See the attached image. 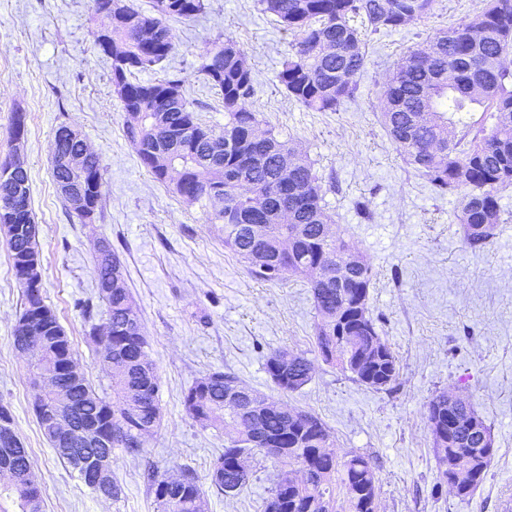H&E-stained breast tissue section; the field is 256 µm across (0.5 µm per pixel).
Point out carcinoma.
Here are the masks:
<instances>
[{
    "mask_svg": "<svg viewBox=\"0 0 512 512\" xmlns=\"http://www.w3.org/2000/svg\"><path fill=\"white\" fill-rule=\"evenodd\" d=\"M435 0H258L260 10L276 18L292 35L278 84L305 108L334 112L355 95L366 62L367 37L397 30L426 17ZM98 29L111 42L112 85L126 113L124 133L139 162L159 183L188 203L201 202L207 222L224 232V245L248 263L260 280L304 278L314 309V352L322 361L376 391L391 392L400 365L379 335L369 307L373 264L347 240L323 232L331 223L322 204V188L312 164L292 143L261 128L253 110L255 77L245 54L230 38L215 41L201 56L199 72L224 103V128L201 122L184 97L183 80L173 76L139 81L133 75L154 69L174 48L171 19L202 14L204 0H153L145 14L126 0H93ZM512 51V0H486L467 20L435 33L424 48L403 56L385 90L383 125L406 163L441 194L461 196L458 221L465 246L484 252L502 219L498 193L512 185V73L501 57ZM459 112H479L462 121ZM59 149L79 161L87 210L76 213L93 224L102 212L104 172L99 155L85 153L75 135ZM34 220L27 168L0 179V224L15 215ZM14 273L41 264L37 239L9 244ZM344 252L357 255L343 286L316 272L336 265ZM112 265L94 256V274L104 325L87 337L112 350V395L101 396L85 377L42 398L77 405L79 419L96 421L114 448L137 455L144 437L160 426L159 375L138 309L127 288L123 265L110 251ZM21 316L31 342L49 344L31 361L35 375L76 363L69 336L42 289L22 287ZM271 382L282 393L295 392L312 379L310 360L286 348L266 361ZM239 378L213 371L183 396L186 413L204 428L224 433V453L210 471V484L226 496L239 493L248 475L236 466L257 451L285 464L311 468L298 480L288 470L277 477L264 512H372L377 497L375 465L359 455L337 457L328 426L309 411L288 409L279 400L253 392L242 406L229 397ZM435 461V486L448 484L456 468L455 495L471 497L487 478L494 457L490 427L473 406L448 392L426 404ZM10 409L0 405V492L17 496L19 512H43L42 493L30 483L28 449L13 428ZM267 436L265 449L245 446L256 433ZM158 512H202V490L189 470L177 476L151 475Z\"/></svg>",
    "mask_w": 512,
    "mask_h": 512,
    "instance_id": "1",
    "label": "carcinoma"
}]
</instances>
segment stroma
<instances>
[{
	"label": "stroma",
	"instance_id": "obj_1",
	"mask_svg": "<svg viewBox=\"0 0 512 512\" xmlns=\"http://www.w3.org/2000/svg\"><path fill=\"white\" fill-rule=\"evenodd\" d=\"M204 3L198 18L170 21L175 48L151 78L179 76L202 122L222 127L224 104L200 74V56L215 40L237 42L255 75L254 109L307 156L333 232L373 263L371 311L399 359L398 384L390 393L376 391L315 358L306 281L254 278L223 233L207 224L201 204L173 196L141 167L124 135L112 62L93 46L99 20L92 0H0V161L11 149L13 114L23 112L44 295L85 377L110 395L82 311L97 300L95 240L110 241L160 376V428L139 455L113 449L122 494L97 497L51 448L33 414L28 363L10 341L22 292L0 233V403L30 452L44 512H157L148 472L185 469L203 488L204 512H263L282 463L250 455L241 493H218L208 474L224 451V435L190 418L183 394L223 370L275 395L264 363L278 348L312 358L315 369L309 384L281 395L283 402L320 417L337 455L372 459L378 512H512V186L499 192L502 221L489 249L473 256L462 241L458 195L436 193L407 166L380 122L384 87L403 56L428 34L472 16L483 0H435L428 19L370 36L358 90L334 112L306 109L277 83L292 37L260 12L257 0ZM63 125L81 132L104 167L102 214L93 224L80 223L53 184L52 149ZM443 390L473 403L496 448L485 483L463 501L435 487L425 405Z\"/></svg>",
	"mask_w": 512,
	"mask_h": 512
}]
</instances>
